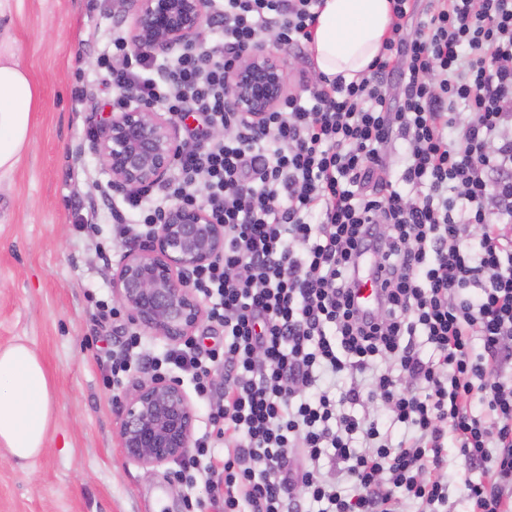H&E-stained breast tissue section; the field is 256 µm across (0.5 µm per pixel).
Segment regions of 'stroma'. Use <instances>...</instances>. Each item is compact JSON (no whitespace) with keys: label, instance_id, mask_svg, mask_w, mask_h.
<instances>
[{"label":"stroma","instance_id":"obj_1","mask_svg":"<svg viewBox=\"0 0 512 512\" xmlns=\"http://www.w3.org/2000/svg\"><path fill=\"white\" fill-rule=\"evenodd\" d=\"M7 25L20 62L41 89L34 142L0 175V346L26 341L41 358L55 394L47 449L28 467L0 447V512H183L187 488L177 463L151 469L120 447L114 392L104 385L132 328L98 315L113 302L116 217L131 220L122 194L92 148L110 112L112 76L96 69L116 27L111 0H8ZM291 93L304 95L317 73L308 52L274 45Z\"/></svg>","mask_w":512,"mask_h":512}]
</instances>
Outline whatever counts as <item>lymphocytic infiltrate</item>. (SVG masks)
Instances as JSON below:
<instances>
[{"mask_svg":"<svg viewBox=\"0 0 512 512\" xmlns=\"http://www.w3.org/2000/svg\"><path fill=\"white\" fill-rule=\"evenodd\" d=\"M391 2L368 74L319 77L308 101L257 122L231 110L226 76L267 30L306 45L317 0H205L208 43L157 65L116 30L98 58L124 62L114 109L134 97L203 121L184 130L168 195L224 227L192 281L224 343L190 339L166 361L204 399L224 378L209 417L222 464L200 465L202 438L176 472L204 484L211 512H402L405 498L441 512L448 447L492 472L459 475L471 512H512V377L498 370L512 336V0ZM395 141L397 171L382 151ZM375 402L406 429L399 443L344 409Z\"/></svg>","mask_w":512,"mask_h":512,"instance_id":"obj_1","label":"lymphocytic infiltrate"}]
</instances>
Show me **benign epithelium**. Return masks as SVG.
Segmentation results:
<instances>
[{"label":"benign epithelium","instance_id":"benign-epithelium-1","mask_svg":"<svg viewBox=\"0 0 512 512\" xmlns=\"http://www.w3.org/2000/svg\"><path fill=\"white\" fill-rule=\"evenodd\" d=\"M131 18L130 42L151 53L185 51L202 44L212 18L203 0H116ZM268 32L246 49L228 75L233 111L259 121L288 97L284 64L268 49ZM171 112L138 105L114 112L97 130L93 149L122 192L165 183L181 150ZM224 251V225L200 207H168L145 240L124 247L112 273V291L131 326L172 344L193 336L205 309L191 287L194 271ZM118 436L127 460L146 469L180 459L191 447L196 410L176 377L151 375L116 396Z\"/></svg>","mask_w":512,"mask_h":512}]
</instances>
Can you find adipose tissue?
I'll use <instances>...</instances> for the list:
<instances>
[{"label":"adipose tissue","instance_id":"ef3b65f1","mask_svg":"<svg viewBox=\"0 0 512 512\" xmlns=\"http://www.w3.org/2000/svg\"><path fill=\"white\" fill-rule=\"evenodd\" d=\"M392 22L391 0H322L309 52L318 74L360 79L378 57ZM40 88L10 40L0 41V172L13 171L33 138ZM55 422L53 385L25 343L0 347V447L28 464L46 449Z\"/></svg>","mask_w":512,"mask_h":512}]
</instances>
